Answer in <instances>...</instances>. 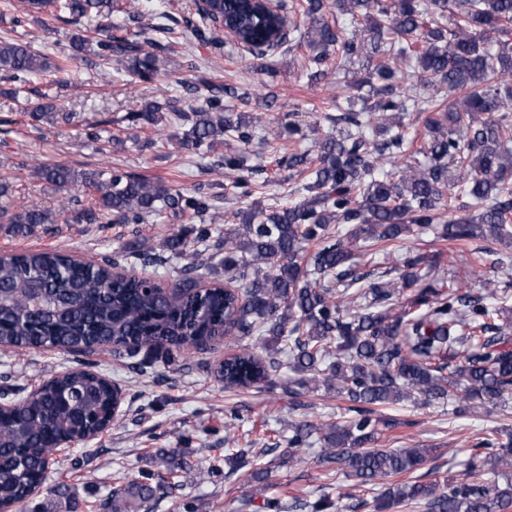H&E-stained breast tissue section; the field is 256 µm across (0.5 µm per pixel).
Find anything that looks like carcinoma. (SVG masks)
<instances>
[{
	"label": "carcinoma",
	"instance_id": "cac0c4a2",
	"mask_svg": "<svg viewBox=\"0 0 512 512\" xmlns=\"http://www.w3.org/2000/svg\"><path fill=\"white\" fill-rule=\"evenodd\" d=\"M120 0H20L15 27L37 14L83 26L73 48L97 65L146 82L160 75L166 45L149 30L171 33L192 29L216 57L224 56V18L244 47L271 71L267 57L288 43L277 41V16L253 0H206L198 19L164 14L168 23L146 27L115 26ZM285 13L301 11L311 26L301 38L315 50L306 70L320 81L362 56L387 59L367 70L358 85L369 86L373 102L360 112L336 105L328 116L345 129L314 150L288 153L280 165L302 182L295 198L267 206L266 169L246 166L238 151L224 155V189L245 203L233 211L238 227L222 231L213 210L211 184L190 190L119 169L79 173L63 164H37L30 175L65 195V206L22 209L6 223L29 228L65 219L68 193L80 183L91 192L76 209L79 224L164 223L190 215L200 221L193 241L174 228L165 246L176 257L193 260L176 270L175 300L160 285L131 274H116L123 262L164 266L169 259L135 246L86 263L54 250L0 255V344L25 351L50 344L63 352L93 347L123 348L135 358L158 345L167 361L200 350L222 334L243 342L237 353L215 369L226 388L282 387L294 403L320 389L334 388L350 403L342 419L321 424L291 422L274 431L271 444L239 448L224 457L241 472V498L249 484L267 478L255 466L276 448H308L323 442L319 464L327 476L341 475L353 486L375 492L355 507L388 512L414 505L424 512H507L512 508V432L494 429L473 439L463 471L444 480L422 482L415 476L430 448H383L382 432L397 422L379 407L417 392L425 400L462 402L479 413L512 397V324L501 320L509 298L503 287L497 301L474 294L469 283L426 281L433 258L419 253L403 260L399 281H385L363 269L355 250L370 255L399 250L397 243L423 232L438 241L461 244L472 238L512 248V0H280ZM361 21L349 32L337 18ZM448 21L444 25L441 20ZM336 60V70L328 62ZM73 56L51 63L31 44L0 40V78L16 87L50 69L65 73ZM202 101L184 111L172 101H155L132 116L157 125L163 114L189 126L183 143L213 151L224 141L246 147L256 137L244 114L231 112L236 88L183 84ZM55 96L36 92L25 113L39 119L56 110ZM410 112L425 113L424 132L404 122ZM273 140H305L298 112L276 118L266 131ZM402 161L395 174L384 165ZM463 199L455 206L453 201ZM224 252L228 288L200 293L203 252ZM263 350L260 355L257 350ZM112 386L97 374L65 371L47 377L32 401L0 413V502L22 503L29 489L44 483L61 440L83 442L107 424ZM505 479V485L499 479ZM152 476L141 473L112 493V512H140L153 498ZM340 512L327 493L304 497L268 496L264 512Z\"/></svg>",
	"mask_w": 512,
	"mask_h": 512
}]
</instances>
